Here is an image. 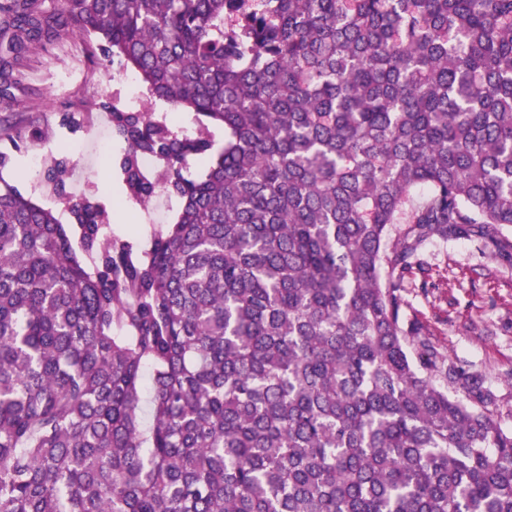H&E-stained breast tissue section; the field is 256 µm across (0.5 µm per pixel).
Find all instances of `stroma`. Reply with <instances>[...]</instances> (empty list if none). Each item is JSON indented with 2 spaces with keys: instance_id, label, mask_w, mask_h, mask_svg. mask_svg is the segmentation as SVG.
I'll list each match as a JSON object with an SVG mask.
<instances>
[{
  "instance_id": "35a3bbf8",
  "label": "stroma",
  "mask_w": 512,
  "mask_h": 512,
  "mask_svg": "<svg viewBox=\"0 0 512 512\" xmlns=\"http://www.w3.org/2000/svg\"><path fill=\"white\" fill-rule=\"evenodd\" d=\"M115 70L106 66L97 39L61 37L38 52L25 79L12 93L13 108H0V126L59 131L64 112H97L100 98L121 90ZM73 179L85 182L87 194L110 185L109 205L117 215V234L144 238L149 223H167L175 208L152 216L127 201L104 161L80 158ZM422 264L407 283L403 319L423 327L427 341L448 361L482 375L494 395L490 412L512 430V261L495 258L477 237L432 239L419 251Z\"/></svg>"
}]
</instances>
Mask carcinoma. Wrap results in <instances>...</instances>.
<instances>
[{
  "label": "carcinoma",
  "instance_id": "obj_1",
  "mask_svg": "<svg viewBox=\"0 0 512 512\" xmlns=\"http://www.w3.org/2000/svg\"><path fill=\"white\" fill-rule=\"evenodd\" d=\"M63 30L178 208L142 243L67 156L66 224L0 179V512H512L483 379L402 319L428 239L512 258V0H0V107Z\"/></svg>",
  "mask_w": 512,
  "mask_h": 512
}]
</instances>
